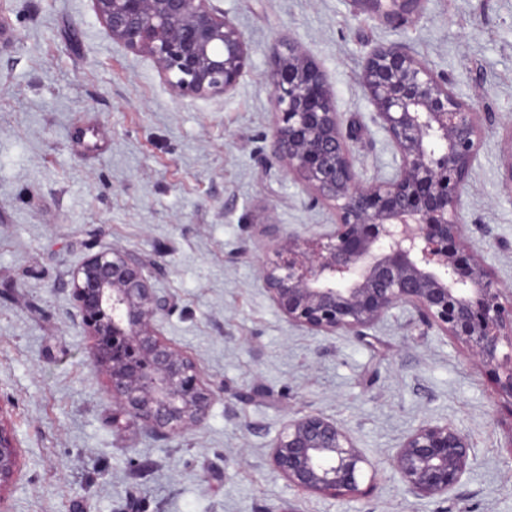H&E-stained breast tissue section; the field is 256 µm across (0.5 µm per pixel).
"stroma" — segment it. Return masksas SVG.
I'll return each instance as SVG.
<instances>
[{
    "mask_svg": "<svg viewBox=\"0 0 512 512\" xmlns=\"http://www.w3.org/2000/svg\"><path fill=\"white\" fill-rule=\"evenodd\" d=\"M212 2L246 65L227 93L197 98L113 41L91 0H0V426L19 454L0 512H512V403L460 341L406 305L360 338L316 333L260 279L276 237L336 222L272 155L274 46L322 67L370 185L396 151L362 67L401 42L480 114L460 219L512 290V0H422L397 25L350 0ZM107 248L140 255L174 298L158 329L221 391L200 428L156 438L117 414L70 283ZM309 412L347 427L370 461L358 495L298 490L272 464L283 424ZM424 422L471 448L444 497L411 494L391 462Z\"/></svg>",
    "mask_w": 512,
    "mask_h": 512,
    "instance_id": "obj_1",
    "label": "stroma"
}]
</instances>
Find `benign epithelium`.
I'll return each instance as SVG.
<instances>
[{"label": "benign epithelium", "mask_w": 512, "mask_h": 512, "mask_svg": "<svg viewBox=\"0 0 512 512\" xmlns=\"http://www.w3.org/2000/svg\"><path fill=\"white\" fill-rule=\"evenodd\" d=\"M91 2L112 40L150 57L180 96L224 93L245 66L242 35L211 0ZM350 2L392 23L414 15L421 0ZM268 80L273 153L336 209L330 231L288 236L263 266V287L288 321L361 336L407 305L495 367L499 393L512 400V292L482 260L463 254L461 194L477 156L479 112L404 44L373 49L362 83L399 166L392 178L363 186L320 66L283 45ZM72 287L94 363L121 412L156 437L202 426L218 392L158 331L172 300L153 288L144 260L122 249L93 253L72 272ZM469 451L463 431L426 423L406 436L392 464L409 492L442 497L466 471ZM271 459L293 486L331 497L360 492L366 463L350 430L319 413L288 419ZM17 467V447L0 427V487Z\"/></svg>", "instance_id": "1"}]
</instances>
